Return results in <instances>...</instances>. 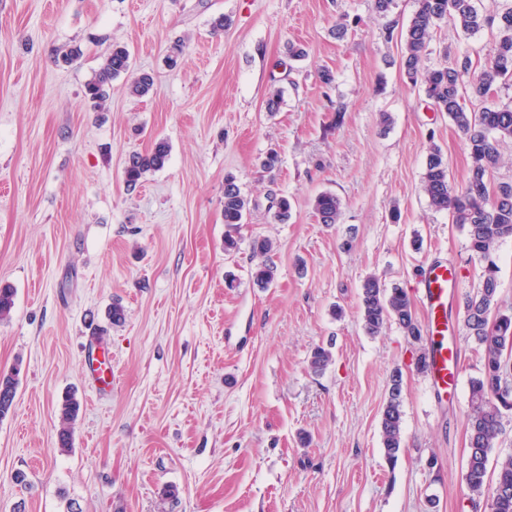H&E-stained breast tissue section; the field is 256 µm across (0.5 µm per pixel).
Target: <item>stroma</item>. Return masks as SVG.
I'll use <instances>...</instances> for the list:
<instances>
[{
    "label": "stroma",
    "mask_w": 512,
    "mask_h": 512,
    "mask_svg": "<svg viewBox=\"0 0 512 512\" xmlns=\"http://www.w3.org/2000/svg\"><path fill=\"white\" fill-rule=\"evenodd\" d=\"M414 10V0H393L384 18L372 0H0V283L16 291L0 321V372L18 379L0 420V512H488L462 481L469 382L482 367L463 301L482 264L422 186L430 146L457 188L469 149L400 70ZM221 15L228 25L213 31ZM493 42L491 30L444 24L424 63L467 53L482 65ZM291 43L307 57L290 58ZM117 44L131 70L97 112L85 85ZM74 46L77 62L55 63ZM143 73L151 92L131 95ZM160 140L165 166L127 191L126 158ZM272 151L278 165L262 169ZM230 175L250 209L228 254ZM323 192L340 199L339 223H319ZM257 237L275 245L265 288L251 278ZM433 261L458 276L448 305L458 386L444 406L416 369L426 341L394 324L367 335L359 311L374 276L422 312L415 286ZM92 346L112 362L110 392L86 373ZM317 346L333 355L319 374ZM397 372L403 451L392 464L380 413ZM70 393L80 411L62 449ZM80 410V403L74 396H66L60 406L61 425L57 431V443L62 449L71 447L72 432L70 424L73 422Z\"/></svg>",
    "instance_id": "35a3bbf8"
}]
</instances>
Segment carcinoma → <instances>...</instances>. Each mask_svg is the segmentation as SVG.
<instances>
[{
    "label": "carcinoma",
    "instance_id": "cac0c4a2",
    "mask_svg": "<svg viewBox=\"0 0 512 512\" xmlns=\"http://www.w3.org/2000/svg\"><path fill=\"white\" fill-rule=\"evenodd\" d=\"M442 21L452 23L466 34L485 28L495 31L490 61L480 68L466 55L451 67L425 66L424 51ZM130 66L129 51L123 46H113L103 66L85 86V95L94 107L104 110L112 80L127 73ZM401 70L410 83L424 87L437 111L448 114L469 148V176L464 187L458 190L450 183L448 163L441 150L432 147L427 155L423 188L430 206L448 212L452 223L465 230L470 251L484 263L479 287L463 303L467 335L482 350L481 373L469 386L471 412L463 477L472 494L494 498V512H512V454L497 458L495 477H489L488 473L489 456L502 433L503 417L512 413V391L500 393L501 380H512V309H500L498 267L494 259L499 243L512 237V182L491 184L492 173L501 161L500 146L512 142V104L485 107L478 112L466 104V98H485L498 82L512 79V4L487 12L477 7L476 0H416V11L404 34ZM152 86L151 76L143 74L131 80L128 90L142 97ZM167 157L168 147L163 142L150 151L131 153L123 169L127 190H135L147 173L163 168ZM248 205L235 178H226V252L238 248L235 233L243 223ZM314 210L320 223L336 224L341 202L336 195L325 192L315 199ZM272 250L273 243L267 238L253 241V254L264 260L255 266L252 278L262 288L275 280L276 266L267 259ZM14 298V288L1 284L0 321L10 316ZM359 310L370 336L381 335L394 322L405 335L416 341L422 338L408 294L401 288L385 287L374 276L366 278L361 285ZM331 362V351L318 346L311 352L309 365L313 371L321 373ZM16 390L15 374L1 373L0 419L14 410ZM79 410L80 403L75 397L63 399L57 431V443L62 449L71 447L70 424ZM402 425L401 377L396 373L390 378L388 399L381 412L382 449L390 463L396 462L403 451Z\"/></svg>",
    "mask_w": 512,
    "mask_h": 512
}]
</instances>
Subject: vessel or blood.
Listing matches in <instances>:
<instances>
[{
	"label": "vessel or blood",
	"mask_w": 512,
	"mask_h": 512,
	"mask_svg": "<svg viewBox=\"0 0 512 512\" xmlns=\"http://www.w3.org/2000/svg\"><path fill=\"white\" fill-rule=\"evenodd\" d=\"M456 276L447 264H429L417 282L426 310V333L429 341V375L438 396L456 392L458 348L449 342L448 301L455 291Z\"/></svg>",
	"instance_id": "b4317fda"
}]
</instances>
